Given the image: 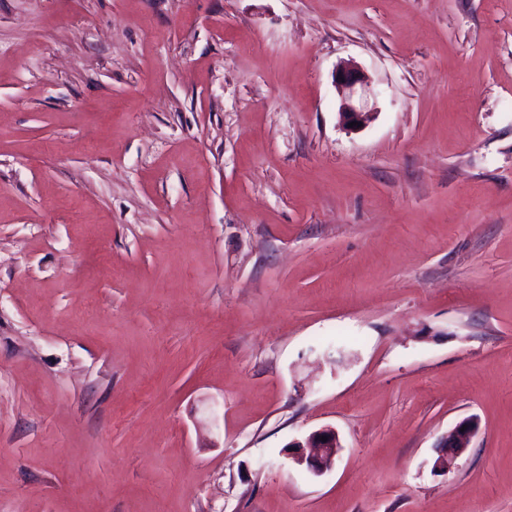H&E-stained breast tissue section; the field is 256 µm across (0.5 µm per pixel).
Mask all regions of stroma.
I'll list each match as a JSON object with an SVG mask.
<instances>
[{"instance_id":"stroma-1","label":"stroma","mask_w":512,"mask_h":512,"mask_svg":"<svg viewBox=\"0 0 512 512\" xmlns=\"http://www.w3.org/2000/svg\"><path fill=\"white\" fill-rule=\"evenodd\" d=\"M0 512H512V0H0ZM334 82L341 94L339 107L340 124L348 130H359L365 128L375 117V112L365 110L362 106L355 104L354 96L357 93V86L363 93L369 91V78L355 65L345 64L336 69ZM351 122H358L350 128ZM466 425V428H463ZM463 429V432H460ZM478 431V422L475 418H468L459 422L443 439L439 445L438 456L434 461V470L447 473L457 467L458 460L470 448L472 439ZM322 436L327 437L326 442L321 441ZM288 448H291L287 453L288 461L297 465L306 464L311 474L321 476L332 469L341 444L335 429L325 427L311 433L305 445L296 442L289 444ZM304 448H310L309 452H305Z\"/></svg>"}]
</instances>
